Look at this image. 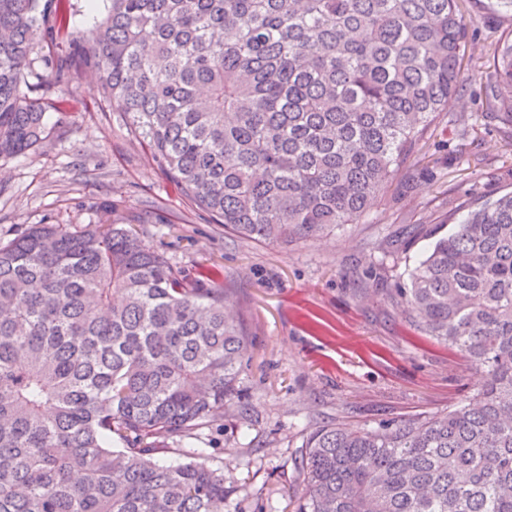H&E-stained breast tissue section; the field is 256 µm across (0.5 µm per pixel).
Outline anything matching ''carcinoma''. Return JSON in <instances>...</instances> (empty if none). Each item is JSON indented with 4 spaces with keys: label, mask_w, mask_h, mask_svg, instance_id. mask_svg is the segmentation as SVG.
I'll list each match as a JSON object with an SVG mask.
<instances>
[{
    "label": "carcinoma",
    "mask_w": 512,
    "mask_h": 512,
    "mask_svg": "<svg viewBox=\"0 0 512 512\" xmlns=\"http://www.w3.org/2000/svg\"><path fill=\"white\" fill-rule=\"evenodd\" d=\"M65 0H0V157L43 140L52 95L93 76L176 189L264 243L356 223L460 97L459 0H107L45 61ZM512 127V39L479 77ZM462 219L394 289L482 375L442 415L318 426L298 512H512V190ZM244 331L130 224H36L0 245V512H224V470L157 457L238 411Z\"/></svg>",
    "instance_id": "cac0c4a2"
}]
</instances>
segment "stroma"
<instances>
[{
  "label": "stroma",
  "mask_w": 512,
  "mask_h": 512,
  "mask_svg": "<svg viewBox=\"0 0 512 512\" xmlns=\"http://www.w3.org/2000/svg\"><path fill=\"white\" fill-rule=\"evenodd\" d=\"M462 99L431 126L407 166L358 223L320 241L258 243L225 233L181 196L124 119L103 109L91 76L56 99L42 142L0 158V242L34 224H94L102 205L193 278L224 284L249 342L242 413L189 439L236 483L224 512H296L299 447L317 426L441 415L480 380L463 353L421 335L391 290L466 192L498 191L512 167V130L484 121L477 71L484 40L512 29L490 0H460ZM471 114L462 129L452 113Z\"/></svg>",
  "instance_id": "stroma-1"
}]
</instances>
